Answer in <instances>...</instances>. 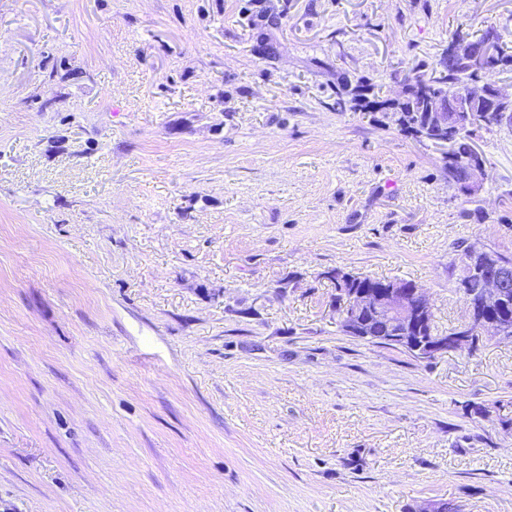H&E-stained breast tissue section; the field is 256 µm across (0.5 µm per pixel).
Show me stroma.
Wrapping results in <instances>:
<instances>
[{"mask_svg":"<svg viewBox=\"0 0 512 512\" xmlns=\"http://www.w3.org/2000/svg\"><path fill=\"white\" fill-rule=\"evenodd\" d=\"M489 25L512 0H0V512H512V340L361 341L328 277L445 333L461 250L512 257V127L470 198L336 109ZM349 85H351V83L336 88V109L338 111L346 110L349 104V108L355 111L376 112L387 102L386 99L375 94L374 86L369 83L358 80L355 87L350 90L347 89ZM358 88L361 91H366V94L359 93L357 91ZM346 97L349 98L346 99ZM330 279L335 281L338 317L341 316L340 302L343 294L341 326L344 329L346 326L355 327L365 313H374L387 320L392 327L407 329L410 326L416 333L422 331L419 320H424L425 313L430 311L424 288L418 285L414 288L393 285L386 290L370 292L360 287L388 285L391 280H381L369 275L341 270H333ZM342 288L348 289H344L342 293Z\"/></svg>","mask_w":512,"mask_h":512,"instance_id":"stroma-1","label":"stroma"}]
</instances>
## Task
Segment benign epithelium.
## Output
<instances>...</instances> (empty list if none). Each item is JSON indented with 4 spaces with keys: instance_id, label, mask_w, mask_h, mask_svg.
<instances>
[{
    "instance_id": "7a95c632",
    "label": "benign epithelium",
    "mask_w": 512,
    "mask_h": 512,
    "mask_svg": "<svg viewBox=\"0 0 512 512\" xmlns=\"http://www.w3.org/2000/svg\"><path fill=\"white\" fill-rule=\"evenodd\" d=\"M465 56L480 74L471 86L472 96L486 97L492 105L503 103L512 105V89L483 80V75L494 71L493 48L488 44L463 41L448 46V60ZM477 120V114L471 109L468 100L448 98L441 104L434 102L429 108V116L421 129L428 141L451 151L454 140L447 136L448 129L470 125ZM473 162L464 179L456 184L462 195L475 196L482 188L486 178L485 166L480 160V152L472 149ZM472 273L479 275L476 294L479 307L467 305L464 321L457 330L449 334L435 331L429 336H420L421 320L430 311L425 289L416 286L403 288L393 285L385 290L370 292L360 288H348L343 292V316L341 326L354 327L366 313H374L388 321L393 327H411L415 336H395L397 347L408 352L418 350L425 357H438L465 346H476L482 336L505 337L500 323L487 317V313L499 307L512 296V275L509 270L488 258L476 254L469 259Z\"/></svg>"
}]
</instances>
